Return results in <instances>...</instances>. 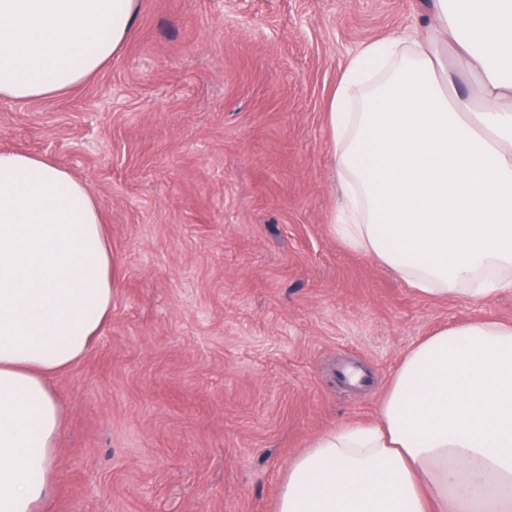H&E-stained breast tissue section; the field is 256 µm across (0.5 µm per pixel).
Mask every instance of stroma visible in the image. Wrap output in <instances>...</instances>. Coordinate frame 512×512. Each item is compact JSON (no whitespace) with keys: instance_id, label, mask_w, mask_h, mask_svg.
<instances>
[{"instance_id":"stroma-1","label":"stroma","mask_w":512,"mask_h":512,"mask_svg":"<svg viewBox=\"0 0 512 512\" xmlns=\"http://www.w3.org/2000/svg\"><path fill=\"white\" fill-rule=\"evenodd\" d=\"M423 0H139L78 88L0 100V148L67 169L119 261L112 312L52 383L49 512H274L288 464L378 419L434 330L512 322V291L424 297L329 231L327 106L365 44Z\"/></svg>"}]
</instances>
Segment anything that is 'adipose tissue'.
Returning <instances> with one entry per match:
<instances>
[{"label":"adipose tissue","mask_w":512,"mask_h":512,"mask_svg":"<svg viewBox=\"0 0 512 512\" xmlns=\"http://www.w3.org/2000/svg\"><path fill=\"white\" fill-rule=\"evenodd\" d=\"M139 0H0V99L69 91L131 34ZM434 24L348 62L327 128L330 230L422 296L512 290V0H431ZM477 77L458 93L441 47ZM118 281L99 208L68 170L0 149V512H39L63 408L51 378L91 348ZM275 512H512V323L411 348L375 424L319 436Z\"/></svg>","instance_id":"1"}]
</instances>
